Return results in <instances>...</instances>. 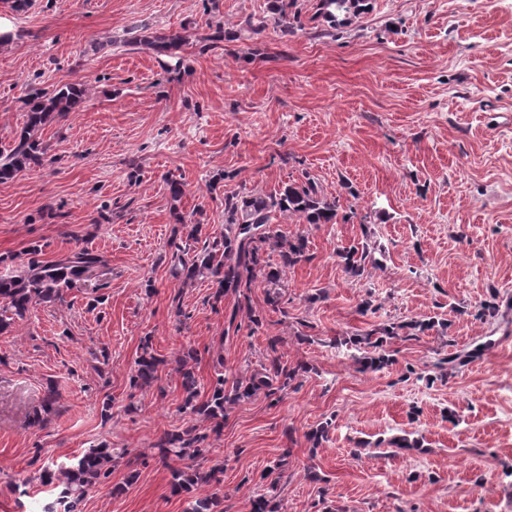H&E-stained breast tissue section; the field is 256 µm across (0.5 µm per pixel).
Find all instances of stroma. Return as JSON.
<instances>
[{"label":"stroma","mask_w":512,"mask_h":512,"mask_svg":"<svg viewBox=\"0 0 512 512\" xmlns=\"http://www.w3.org/2000/svg\"><path fill=\"white\" fill-rule=\"evenodd\" d=\"M28 2L0 0V148L33 90L86 94L37 131L42 165L0 183V272L24 274L34 246L103 262L0 332V512L53 501L44 469L102 445L129 454L79 512H188L197 494L252 512L260 493L280 512H512V0H365L336 28L320 0ZM134 31L184 35L181 66L125 46ZM307 179L338 215L273 213L306 258L285 269L266 245L281 278L257 277L250 310L172 276L179 248L223 234L225 195ZM351 246L359 277L339 255ZM406 324L383 342L391 364L359 371L362 337ZM146 342L158 378L134 386ZM190 351L204 399L275 355L296 376L281 400L232 405L216 434L181 410ZM191 427L224 472L176 494L155 443Z\"/></svg>","instance_id":"35a3bbf8"}]
</instances>
